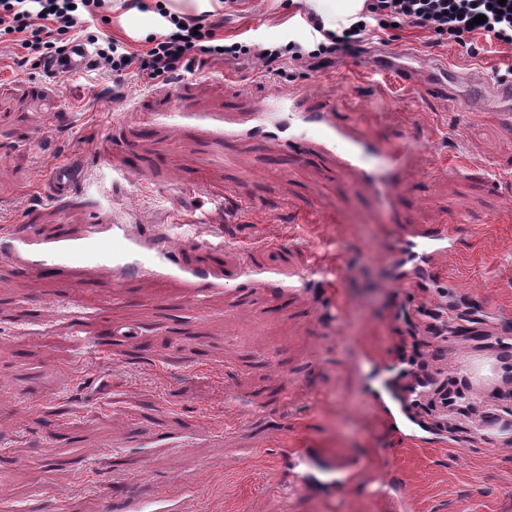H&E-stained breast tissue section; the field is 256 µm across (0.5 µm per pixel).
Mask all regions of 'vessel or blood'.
Segmentation results:
<instances>
[{"label":"vessel or blood","mask_w":512,"mask_h":512,"mask_svg":"<svg viewBox=\"0 0 512 512\" xmlns=\"http://www.w3.org/2000/svg\"><path fill=\"white\" fill-rule=\"evenodd\" d=\"M393 70L408 80H423L429 97L435 100L454 94L459 76L447 66H421L405 63L403 52L389 53ZM93 58L83 45H74L66 59L51 60L46 70L68 73L89 68ZM465 102L470 111L484 112L494 108L512 112V82L501 79L470 80ZM256 127L274 128L287 134V143L294 148L316 144L322 151L336 154L342 169L355 172L375 193L387 202H395L399 184L396 176L405 165L410 148L407 141H380L357 122L347 106L328 103L315 110L303 109L293 95L270 96L256 114ZM79 183L75 169L69 166L53 171V192L72 191ZM455 249V236L445 225L402 227L396 240L393 257L401 259L411 254L422 274L438 273L437 261ZM177 245L170 236L147 237L145 232L126 224L100 218L85 227L82 235L44 237L37 225H30L26 235L0 241V259L29 270L35 267L47 271L69 272L73 259L82 255L112 272L115 287L121 288L136 277L181 279L190 297L199 299L205 288L219 287L217 274L203 273L178 264ZM243 275L250 288H297V280L276 269L245 266Z\"/></svg>","instance_id":"vessel-or-blood-1"}]
</instances>
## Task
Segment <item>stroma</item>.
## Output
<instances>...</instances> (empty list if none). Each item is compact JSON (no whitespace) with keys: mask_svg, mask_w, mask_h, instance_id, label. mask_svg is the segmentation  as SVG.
<instances>
[{"mask_svg":"<svg viewBox=\"0 0 512 512\" xmlns=\"http://www.w3.org/2000/svg\"><path fill=\"white\" fill-rule=\"evenodd\" d=\"M155 0H111L91 31L144 52L161 32ZM214 12L215 35L248 45L305 41L318 0H169ZM385 45L464 75L499 71L505 54L471 57L426 31H385ZM0 43V233L29 225L79 233L96 213L164 232L184 227L183 263L217 271L204 302L177 282L111 276L82 283L18 274L0 261V512H123L128 499L179 501L182 512H512V118L435 106L396 75L365 79V56L268 75L254 56L208 61L145 83L100 66L48 77L38 57ZM311 107L346 102L383 140L418 141L388 215L335 155L224 139L276 91ZM84 168L70 194L49 198L56 166ZM406 224L451 226L458 248L441 277L401 286L390 254ZM233 247L193 246L195 235ZM337 247L338 290L322 283L262 293L242 287L255 262L303 274L312 250ZM340 301L343 320L333 315ZM447 315L423 350L435 384L469 404L413 408L446 436H394L368 388L393 380L401 309ZM372 359L376 372L361 375ZM317 461L284 496L285 451Z\"/></svg>","mask_w":512,"mask_h":512,"instance_id":"35a3bbf8","label":"stroma"}]
</instances>
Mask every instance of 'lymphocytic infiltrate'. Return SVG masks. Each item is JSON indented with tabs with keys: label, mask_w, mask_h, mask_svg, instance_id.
I'll list each match as a JSON object with an SVG mask.
<instances>
[{
	"label": "lymphocytic infiltrate",
	"mask_w": 512,
	"mask_h": 512,
	"mask_svg": "<svg viewBox=\"0 0 512 512\" xmlns=\"http://www.w3.org/2000/svg\"><path fill=\"white\" fill-rule=\"evenodd\" d=\"M105 0H0V36L21 38L31 48L40 38L42 59L64 55L65 47L56 38L74 28L78 21L94 22ZM155 10L163 20V31L152 47L138 54L112 38L94 44L93 55L113 72H136L153 80L173 73L193 50L213 60L239 58L254 54L272 63L289 57L317 69L336 53L360 52L368 36L405 25L427 31L435 43L456 44L480 54L489 48L512 51V0H363L357 22L331 30L316 14H309V43L245 45L234 42L220 45L205 16H187L170 12L163 4ZM484 23H476V16Z\"/></svg>",
	"instance_id": "obj_1"
}]
</instances>
